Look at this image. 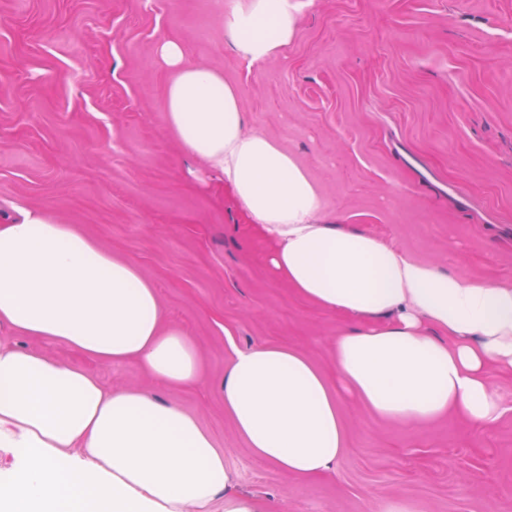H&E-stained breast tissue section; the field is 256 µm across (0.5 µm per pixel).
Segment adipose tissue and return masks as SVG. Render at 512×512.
Here are the masks:
<instances>
[{
	"label": "adipose tissue",
	"mask_w": 512,
	"mask_h": 512,
	"mask_svg": "<svg viewBox=\"0 0 512 512\" xmlns=\"http://www.w3.org/2000/svg\"><path fill=\"white\" fill-rule=\"evenodd\" d=\"M299 24L288 0H248L224 34L251 64L278 56ZM173 72L166 123L181 147L223 177L271 248L274 282L345 320L335 380L304 352L234 351L216 391L251 455L306 481L347 447L341 406L358 400L397 422L455 413L493 426L505 408L493 374L512 375V282L443 272L365 232L322 223V200L293 155L247 128L238 90L190 65L160 38ZM157 290L138 265L42 211L0 224V326L60 343L102 364L133 363L171 389L201 377L196 344L163 325ZM0 512H263L238 492L196 417L137 387H105L85 368L0 343Z\"/></svg>",
	"instance_id": "1"
}]
</instances>
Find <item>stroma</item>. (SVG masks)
Returning <instances> with one entry per match:
<instances>
[{"instance_id": "35a3bbf8", "label": "stroma", "mask_w": 512, "mask_h": 512, "mask_svg": "<svg viewBox=\"0 0 512 512\" xmlns=\"http://www.w3.org/2000/svg\"><path fill=\"white\" fill-rule=\"evenodd\" d=\"M237 0H0V224L41 210L133 260L164 324L198 346L201 383L150 385L0 326V343L87 368L109 386H153L195 414L239 490L270 512H512L509 411L491 428L427 425L343 405L335 472L299 481L254 459L214 386L234 351L286 344L335 377L342 324L274 283L267 242L231 190L178 145L163 105L160 38L234 85L251 129L316 183L326 222L414 259L512 281V0H289L300 23L277 57L248 65L224 36Z\"/></svg>"}]
</instances>
